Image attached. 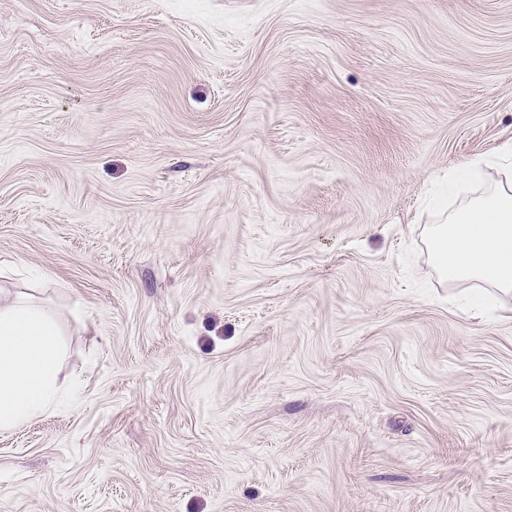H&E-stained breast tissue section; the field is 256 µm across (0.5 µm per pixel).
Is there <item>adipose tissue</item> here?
Masks as SVG:
<instances>
[{
  "mask_svg": "<svg viewBox=\"0 0 512 512\" xmlns=\"http://www.w3.org/2000/svg\"><path fill=\"white\" fill-rule=\"evenodd\" d=\"M461 202L442 223L429 225L425 243L442 279L473 283L471 299L512 293V165ZM65 345L58 316L25 296L0 289V433L13 432L51 411L62 395L76 396L80 380L59 381Z\"/></svg>",
  "mask_w": 512,
  "mask_h": 512,
  "instance_id": "obj_1",
  "label": "adipose tissue"
}]
</instances>
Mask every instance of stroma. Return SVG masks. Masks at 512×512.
Instances as JSON below:
<instances>
[{"label":"stroma","mask_w":512,"mask_h":512,"mask_svg":"<svg viewBox=\"0 0 512 512\" xmlns=\"http://www.w3.org/2000/svg\"><path fill=\"white\" fill-rule=\"evenodd\" d=\"M512 144V0H0V289L76 400L0 512H512V296L425 200ZM483 163L481 160H473L448 168V186L456 190L462 184L479 179L482 176Z\"/></svg>","instance_id":"stroma-1"}]
</instances>
